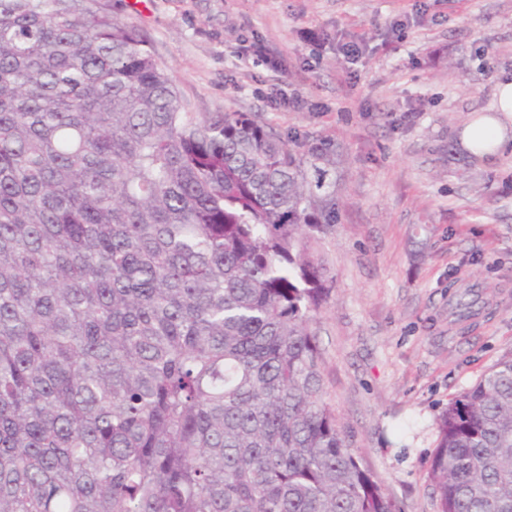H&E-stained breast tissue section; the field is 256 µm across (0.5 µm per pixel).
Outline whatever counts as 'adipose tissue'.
I'll list each match as a JSON object with an SVG mask.
<instances>
[{"mask_svg":"<svg viewBox=\"0 0 512 512\" xmlns=\"http://www.w3.org/2000/svg\"><path fill=\"white\" fill-rule=\"evenodd\" d=\"M493 115L480 118L467 125L462 133V144L481 166L494 165L503 153L512 148L507 138L503 119L512 120V81L499 83L495 93Z\"/></svg>","mask_w":512,"mask_h":512,"instance_id":"obj_1","label":"adipose tissue"}]
</instances>
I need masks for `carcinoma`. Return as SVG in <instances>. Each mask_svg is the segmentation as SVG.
Returning <instances> with one entry per match:
<instances>
[{
  "instance_id": "cac0c4a2",
  "label": "carcinoma",
  "mask_w": 512,
  "mask_h": 512,
  "mask_svg": "<svg viewBox=\"0 0 512 512\" xmlns=\"http://www.w3.org/2000/svg\"><path fill=\"white\" fill-rule=\"evenodd\" d=\"M335 221L333 144L183 111L114 0H0V512H401L323 399ZM437 428L438 512H512V358Z\"/></svg>"
}]
</instances>
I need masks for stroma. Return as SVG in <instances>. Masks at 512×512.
<instances>
[{
  "instance_id": "stroma-1",
  "label": "stroma",
  "mask_w": 512,
  "mask_h": 512,
  "mask_svg": "<svg viewBox=\"0 0 512 512\" xmlns=\"http://www.w3.org/2000/svg\"><path fill=\"white\" fill-rule=\"evenodd\" d=\"M186 111L252 112L332 141L333 278L314 331L325 400L403 512L449 399L512 357V151L483 167L459 138L512 79V0H119ZM359 42L362 52L342 47ZM489 288L455 322L457 292Z\"/></svg>"
}]
</instances>
